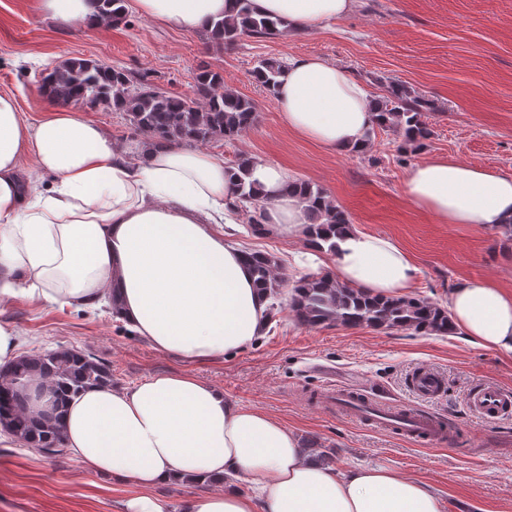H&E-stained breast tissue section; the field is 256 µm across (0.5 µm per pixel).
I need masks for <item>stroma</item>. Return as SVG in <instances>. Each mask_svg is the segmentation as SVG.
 <instances>
[{
    "mask_svg": "<svg viewBox=\"0 0 512 512\" xmlns=\"http://www.w3.org/2000/svg\"><path fill=\"white\" fill-rule=\"evenodd\" d=\"M312 56L342 66L369 98L398 81L431 100L433 136L412 150L392 132H376L359 152H329L290 133L273 96L250 72L263 58ZM84 58L149 74L173 94L196 97L195 75L208 67L226 89L253 99L254 124L231 141L205 149L231 161L239 156L283 166L292 178L325 190L359 231L395 240L419 268L411 296L442 303L450 288L485 278L512 290V235L483 224H441L415 206L403 188L409 167L442 155L512 175V0H355L343 18L312 31L271 40L240 36L221 47L203 31L181 32L128 9L124 23L53 26L35 0H0V93L13 94L23 117L40 120L51 102L40 74ZM241 247L276 255L284 289L314 272H335L323 253L318 267L295 257L306 248L287 235L240 230ZM0 321L25 335V350L62 346L93 352L126 386L160 373L189 372L223 389L232 403L283 421L334 464L384 466L431 484L447 512H512V415L494 422L472 415L469 392L481 384L512 390V357L474 346L462 334L413 335L368 327L299 323L282 307L276 324L253 346L188 364L155 352L108 315L91 317L58 304L32 306L18 297L0 306ZM337 381L378 393L395 406H414L456 421L461 443L429 446L356 422L322 404L324 369ZM421 368L438 373L443 391L423 398L409 388ZM127 487L89 471L71 456L44 457L25 446L0 447V512H120Z\"/></svg>",
    "mask_w": 512,
    "mask_h": 512,
    "instance_id": "obj_1",
    "label": "stroma"
}]
</instances>
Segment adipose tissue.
I'll return each mask as SVG.
<instances>
[{
  "label": "adipose tissue",
  "instance_id": "adipose-tissue-1",
  "mask_svg": "<svg viewBox=\"0 0 512 512\" xmlns=\"http://www.w3.org/2000/svg\"><path fill=\"white\" fill-rule=\"evenodd\" d=\"M166 28L197 31L233 15L236 0H133ZM289 30L346 16L353 0H251ZM283 124L318 147H364L372 107L349 70L316 57L284 66L273 91ZM54 178L37 192L23 155ZM250 178L266 200L271 233L304 235L307 204L288 194L286 169L260 159ZM404 191L442 224L512 222V176L434 156L413 165ZM235 192L222 157L185 146L130 147L70 109L27 124L0 94V305L19 296L118 320L159 353L186 363L245 349L264 335L268 298L253 286L230 228ZM339 283L401 296L418 269L393 240L357 230L337 241ZM446 307L469 343L512 355V291L482 280L452 288ZM80 465L131 487L121 512H171L158 486L197 475L229 478L190 496L180 512H445L428 483L388 467L334 468L305 450L284 422L227 401L190 373L131 386H97L61 416Z\"/></svg>",
  "mask_w": 512,
  "mask_h": 512
}]
</instances>
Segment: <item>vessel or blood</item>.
I'll return each instance as SVG.
<instances>
[{"mask_svg":"<svg viewBox=\"0 0 512 512\" xmlns=\"http://www.w3.org/2000/svg\"><path fill=\"white\" fill-rule=\"evenodd\" d=\"M443 385L438 374L425 369L415 371L410 379L412 391L424 398L440 393ZM326 404L359 421L412 437L424 444L449 445L457 438V428L448 420L420 408L408 410L386 405L362 390H331ZM466 404L476 417L495 420L512 413V391L486 384L472 390Z\"/></svg>","mask_w":512,"mask_h":512,"instance_id":"1","label":"vessel or blood"}]
</instances>
